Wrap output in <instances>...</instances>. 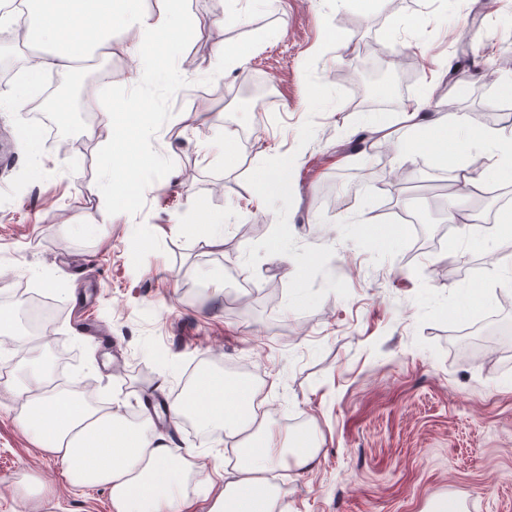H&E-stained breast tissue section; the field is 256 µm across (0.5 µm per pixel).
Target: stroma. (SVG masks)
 Returning <instances> with one entry per match:
<instances>
[{"label": "stroma", "mask_w": 512, "mask_h": 512, "mask_svg": "<svg viewBox=\"0 0 512 512\" xmlns=\"http://www.w3.org/2000/svg\"><path fill=\"white\" fill-rule=\"evenodd\" d=\"M196 36L174 65L178 91L141 80L131 38L80 68L95 114L149 102L151 163L131 199L104 192L110 130L41 141L24 111L0 112V284L59 305L48 360L71 353L66 384L137 418L175 398L193 366L245 361L278 425L315 431L320 463L275 468L288 512H426L431 500L512 512V263L493 249L497 225H444L453 168L429 143L381 167L369 141L365 87L379 119L403 102L477 117L512 106V0H186ZM373 46L397 85H364ZM227 63L210 70L216 49ZM417 58L408 79L401 61ZM245 125L228 167L207 145ZM39 137L38 158L19 137ZM354 153L352 164L338 156ZM278 177L261 186L256 167ZM423 218L415 244L400 215ZM224 213V241L195 233ZM375 215L393 236L373 234ZM278 239L287 260L269 259ZM167 381L155 390L157 378ZM0 381V512H25L24 473L53 483L41 512H110L105 491H72L64 465L21 431ZM203 462L235 451L191 420L161 426Z\"/></svg>", "instance_id": "obj_1"}]
</instances>
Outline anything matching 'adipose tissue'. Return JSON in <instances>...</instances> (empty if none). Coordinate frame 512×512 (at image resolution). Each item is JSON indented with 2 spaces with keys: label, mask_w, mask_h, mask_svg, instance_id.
<instances>
[{
  "label": "adipose tissue",
  "mask_w": 512,
  "mask_h": 512,
  "mask_svg": "<svg viewBox=\"0 0 512 512\" xmlns=\"http://www.w3.org/2000/svg\"><path fill=\"white\" fill-rule=\"evenodd\" d=\"M23 21L6 16L7 24H22L27 41L43 46L26 70V78L10 96H0V110L18 109L45 70L71 69L94 53L111 54L115 31L133 33L138 71L157 75L154 56L164 36L178 43L192 40L196 31L183 10V0H160L150 12L141 0H24ZM112 132L105 174L113 196L127 195L134 186L126 167L128 134L123 115L104 114ZM466 121L453 111H425L407 105L391 123H371L379 141L401 157L411 156L420 137H428L441 157L452 159L462 190L444 219L451 224L467 220V205L493 175L512 171V131L476 128L473 144L484 149L489 163L472 172L457 131ZM0 334L30 345V370L13 389L21 402L17 426L29 435L43 455L65 465L64 479L74 489L106 490L111 512H287L284 486L267 474L274 466L312 470L319 462L316 434L281 436L269 411L258 410V387L247 378L227 381L218 368H205L193 377L179 398L166 403L173 424L192 419L203 430L217 431L239 444L240 457L224 481L211 485L203 502L189 494L199 482L203 464L197 454L175 447L155 429L152 418L131 422L119 410L88 401L76 390H59L42 367L44 343L17 329L12 312L0 310Z\"/></svg>",
  "instance_id": "adipose-tissue-1"
}]
</instances>
